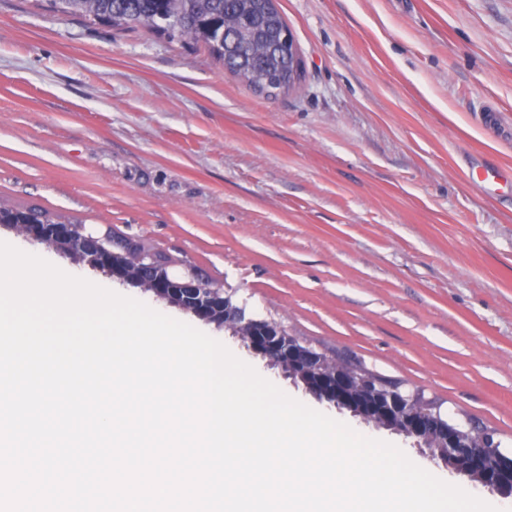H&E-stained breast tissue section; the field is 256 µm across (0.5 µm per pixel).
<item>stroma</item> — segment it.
<instances>
[{
    "label": "stroma",
    "instance_id": "obj_1",
    "mask_svg": "<svg viewBox=\"0 0 512 512\" xmlns=\"http://www.w3.org/2000/svg\"><path fill=\"white\" fill-rule=\"evenodd\" d=\"M298 90L268 99L200 47L0 0V198L153 247L292 335L424 390L512 452V0H280ZM0 239L222 342L223 328L0 226Z\"/></svg>",
    "mask_w": 512,
    "mask_h": 512
}]
</instances>
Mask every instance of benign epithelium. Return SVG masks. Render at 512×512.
<instances>
[{
	"label": "benign epithelium",
	"instance_id": "obj_1",
	"mask_svg": "<svg viewBox=\"0 0 512 512\" xmlns=\"http://www.w3.org/2000/svg\"><path fill=\"white\" fill-rule=\"evenodd\" d=\"M15 228L23 237L48 244L80 263L124 277L123 272L113 267L111 241L97 229L84 224H17ZM139 260L141 265L136 276L145 291L219 327L233 322L235 329L241 330L237 337L250 352L266 358L272 366L287 368L288 374L302 378L309 391L337 410H352L360 418L372 421L375 428L413 439L422 454L436 464L446 466L450 460L467 458L478 460L488 450L512 466V455L502 451L494 431H486L479 442L468 437L474 425L469 416H450L441 406L404 384L383 386L377 393L359 397L356 381L347 369L328 366L324 351L288 335L281 323L247 313L236 300L235 292L197 276L190 268L174 275L157 265L151 252L140 254ZM434 428L444 436V446L437 451L424 445ZM473 471L477 475L476 483L482 488L512 498V479H505L499 467L481 466ZM473 471L457 469L455 473L468 479Z\"/></svg>",
	"mask_w": 512,
	"mask_h": 512
}]
</instances>
